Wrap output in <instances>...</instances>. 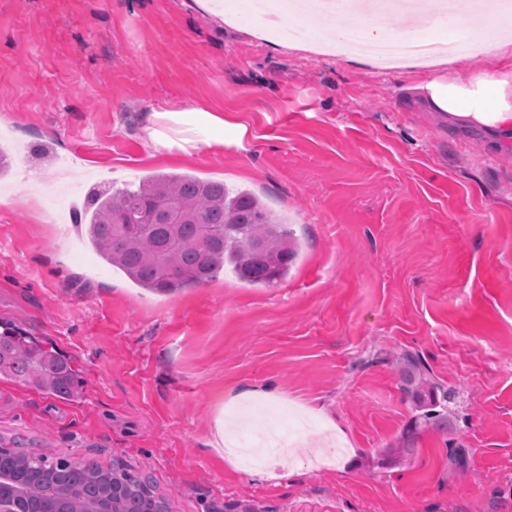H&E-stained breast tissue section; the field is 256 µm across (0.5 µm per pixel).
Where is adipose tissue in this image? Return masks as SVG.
<instances>
[{"mask_svg": "<svg viewBox=\"0 0 512 512\" xmlns=\"http://www.w3.org/2000/svg\"><path fill=\"white\" fill-rule=\"evenodd\" d=\"M451 23L456 38L469 40L492 57L512 60V31L498 28L491 39L484 40L480 32L488 26V18L456 14ZM331 26L332 42L321 45L313 39L300 40L295 42V49L327 54L339 50L347 59L371 63L375 57L368 48L369 42L389 35L387 29L373 25L368 29L366 44L348 47L344 44L349 34L346 19L333 16ZM450 62L447 54L434 55L428 61L431 73L415 86L429 109L445 121L483 129L499 141L512 142V68L480 72L461 79L449 74ZM147 121L146 146L154 157L242 150L253 136L249 126L238 116L203 106L186 111L156 105L151 107Z\"/></svg>", "mask_w": 512, "mask_h": 512, "instance_id": "1", "label": "adipose tissue"}]
</instances>
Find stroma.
<instances>
[{
	"mask_svg": "<svg viewBox=\"0 0 512 512\" xmlns=\"http://www.w3.org/2000/svg\"><path fill=\"white\" fill-rule=\"evenodd\" d=\"M416 73L277 49L195 0H0V319L78 371L57 400L0 380V447L149 476L170 512H512V143L442 125ZM165 102L243 119L244 150L146 155ZM41 174L26 181L28 171ZM187 173L287 222L286 278L173 293L103 264L47 199ZM419 357L407 373L403 353ZM448 427L415 425L422 376ZM300 420L290 461L213 443Z\"/></svg>",
	"mask_w": 512,
	"mask_h": 512,
	"instance_id": "stroma-1",
	"label": "stroma"
}]
</instances>
